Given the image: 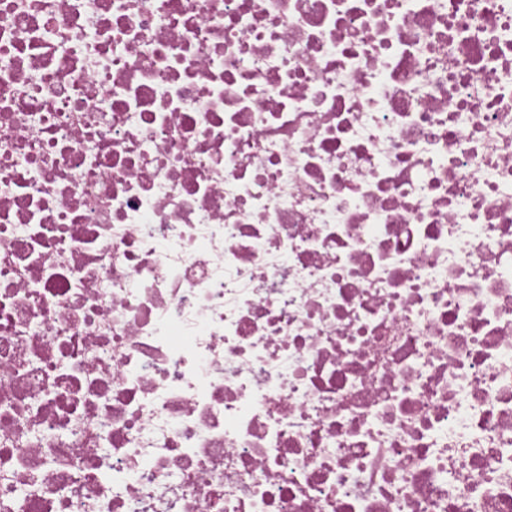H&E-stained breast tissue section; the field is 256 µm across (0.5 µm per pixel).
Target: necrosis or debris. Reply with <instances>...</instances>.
<instances>
[{
  "instance_id": "obj_1",
  "label": "necrosis or debris",
  "mask_w": 512,
  "mask_h": 512,
  "mask_svg": "<svg viewBox=\"0 0 512 512\" xmlns=\"http://www.w3.org/2000/svg\"><path fill=\"white\" fill-rule=\"evenodd\" d=\"M0 512H512V0H0Z\"/></svg>"
}]
</instances>
